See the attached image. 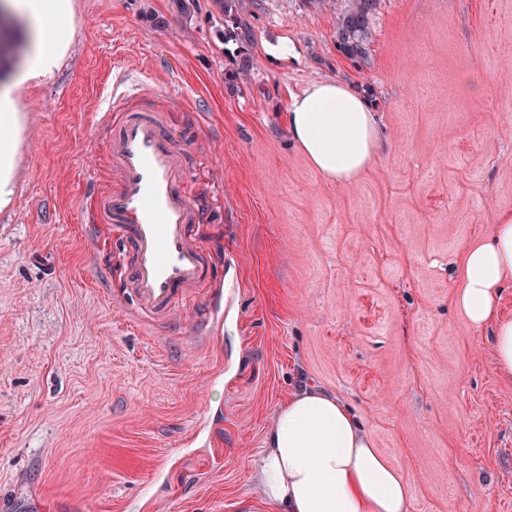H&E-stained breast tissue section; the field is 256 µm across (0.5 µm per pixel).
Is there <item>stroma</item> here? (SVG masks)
Listing matches in <instances>:
<instances>
[{"label":"stroma","instance_id":"obj_1","mask_svg":"<svg viewBox=\"0 0 512 512\" xmlns=\"http://www.w3.org/2000/svg\"><path fill=\"white\" fill-rule=\"evenodd\" d=\"M345 0H70L55 66L0 75L15 141L0 205V512H267L254 466L297 389L341 398L408 477L410 512H512V378L453 305L467 248L512 212V0H380L368 62L336 44ZM159 14L165 27H152ZM254 70L230 86L237 53ZM165 108L204 211L210 300L135 313L110 225L101 123L115 74ZM343 79L385 146L355 181L288 136L294 95Z\"/></svg>","mask_w":512,"mask_h":512}]
</instances>
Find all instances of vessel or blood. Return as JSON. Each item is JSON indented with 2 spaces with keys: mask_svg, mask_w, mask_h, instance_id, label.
<instances>
[{
  "mask_svg": "<svg viewBox=\"0 0 512 512\" xmlns=\"http://www.w3.org/2000/svg\"><path fill=\"white\" fill-rule=\"evenodd\" d=\"M114 184L98 193L90 221L113 225L125 242V285L138 314L168 319L190 291L206 287L209 248L197 234L199 206L186 188V156L174 148L157 112L124 109L106 135Z\"/></svg>",
  "mask_w": 512,
  "mask_h": 512,
  "instance_id": "vessel-or-blood-1",
  "label": "vessel or blood"
}]
</instances>
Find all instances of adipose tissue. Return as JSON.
Returning <instances> with one entry per match:
<instances>
[{
  "label": "adipose tissue",
  "mask_w": 512,
  "mask_h": 512,
  "mask_svg": "<svg viewBox=\"0 0 512 512\" xmlns=\"http://www.w3.org/2000/svg\"><path fill=\"white\" fill-rule=\"evenodd\" d=\"M39 25L32 69L47 68L59 50L66 0H22ZM291 140L314 169L346 184L379 156L384 139L365 95L353 84L322 80L293 96ZM512 283V213L498 214L488 240L469 248L454 294L474 325L491 326L494 366L512 376V319L499 315L500 290ZM257 481L270 512H408L410 485L374 446L338 397L301 391L279 407L265 438Z\"/></svg>",
  "instance_id": "1"
}]
</instances>
